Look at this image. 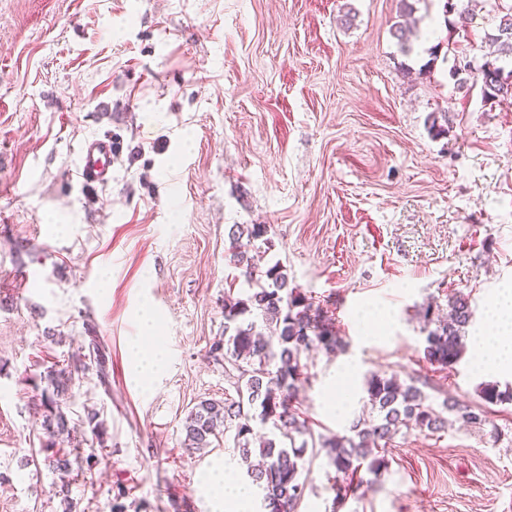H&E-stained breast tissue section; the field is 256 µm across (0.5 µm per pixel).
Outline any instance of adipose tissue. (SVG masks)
<instances>
[{"mask_svg": "<svg viewBox=\"0 0 512 512\" xmlns=\"http://www.w3.org/2000/svg\"><path fill=\"white\" fill-rule=\"evenodd\" d=\"M485 332L474 338L477 365L485 374L512 372V291L502 298L488 313ZM208 481L214 497L224 512H246L252 497L251 491L240 483L232 465L222 466L218 474Z\"/></svg>", "mask_w": 512, "mask_h": 512, "instance_id": "obj_1", "label": "adipose tissue"}]
</instances>
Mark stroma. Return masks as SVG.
Returning <instances> with one entry per match:
<instances>
[{
    "instance_id": "obj_1",
    "label": "stroma",
    "mask_w": 512,
    "mask_h": 512,
    "mask_svg": "<svg viewBox=\"0 0 512 512\" xmlns=\"http://www.w3.org/2000/svg\"><path fill=\"white\" fill-rule=\"evenodd\" d=\"M417 0L404 55L400 0H0V512H212L205 479L232 446L192 454L184 420L232 393L224 294L241 293L229 229L265 224L264 265L312 294L345 343L306 359L297 401L314 436L345 435L372 375L434 402L480 404L470 357L423 358L419 311L467 297V336L512 286V96L458 86L512 0L467 20ZM446 115V134L429 131ZM111 135L112 181L74 177L78 147ZM164 362L130 378L142 307ZM106 379L84 369L90 343ZM74 364L58 450L100 463L58 495L44 464L47 368ZM356 367L336 413L329 388ZM490 429L405 430L390 465L344 506L318 447L297 512H512V403Z\"/></svg>"
}]
</instances>
